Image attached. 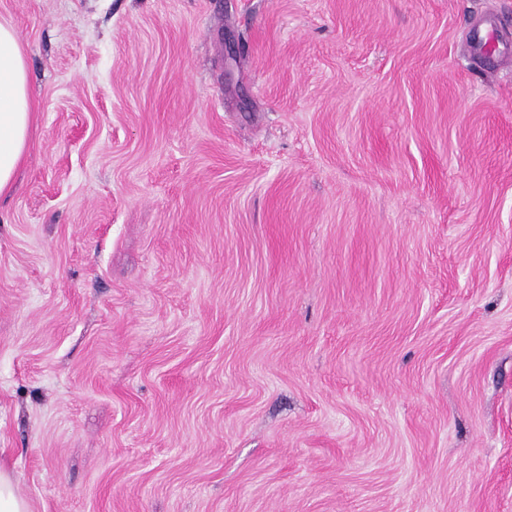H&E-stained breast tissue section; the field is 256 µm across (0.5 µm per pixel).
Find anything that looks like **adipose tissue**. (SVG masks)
I'll list each match as a JSON object with an SVG mask.
<instances>
[{"mask_svg": "<svg viewBox=\"0 0 512 512\" xmlns=\"http://www.w3.org/2000/svg\"><path fill=\"white\" fill-rule=\"evenodd\" d=\"M35 112L18 32L11 22L0 19V197L9 195L14 188Z\"/></svg>", "mask_w": 512, "mask_h": 512, "instance_id": "ef3b65f1", "label": "adipose tissue"}]
</instances>
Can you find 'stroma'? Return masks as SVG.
Wrapping results in <instances>:
<instances>
[{"label": "stroma", "mask_w": 512, "mask_h": 512, "mask_svg": "<svg viewBox=\"0 0 512 512\" xmlns=\"http://www.w3.org/2000/svg\"><path fill=\"white\" fill-rule=\"evenodd\" d=\"M0 18L37 104L0 198L31 512H512V0Z\"/></svg>", "instance_id": "35a3bbf8"}]
</instances>
